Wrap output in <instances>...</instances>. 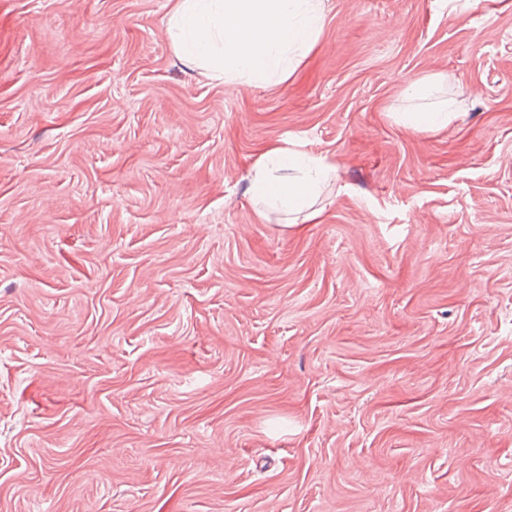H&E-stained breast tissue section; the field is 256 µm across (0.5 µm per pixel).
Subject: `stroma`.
<instances>
[{"mask_svg": "<svg viewBox=\"0 0 512 512\" xmlns=\"http://www.w3.org/2000/svg\"><path fill=\"white\" fill-rule=\"evenodd\" d=\"M174 3L0 0V512H512V0H324L262 85ZM451 114L448 104H441L431 109H415L397 113V119L407 128L424 132L446 127L451 119ZM252 171V191L257 199L287 215L305 214L304 218L310 219L316 216L311 209L314 200L336 167L321 155L275 147L261 157Z\"/></svg>", "mask_w": 512, "mask_h": 512, "instance_id": "1", "label": "stroma"}]
</instances>
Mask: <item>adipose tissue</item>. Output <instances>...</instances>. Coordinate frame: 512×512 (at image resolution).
Listing matches in <instances>:
<instances>
[{
	"label": "adipose tissue",
	"instance_id": "adipose-tissue-1",
	"mask_svg": "<svg viewBox=\"0 0 512 512\" xmlns=\"http://www.w3.org/2000/svg\"><path fill=\"white\" fill-rule=\"evenodd\" d=\"M336 168L320 155L275 147L253 168L254 196L288 215L310 210Z\"/></svg>",
	"mask_w": 512,
	"mask_h": 512
}]
</instances>
